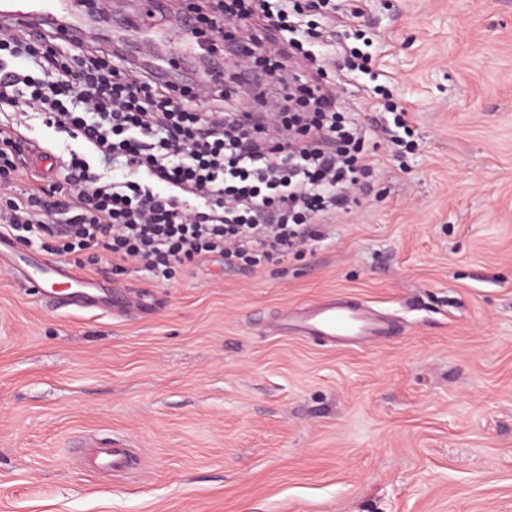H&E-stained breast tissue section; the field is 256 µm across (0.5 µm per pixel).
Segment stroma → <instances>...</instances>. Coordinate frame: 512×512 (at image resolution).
I'll return each instance as SVG.
<instances>
[{
    "label": "stroma",
    "instance_id": "stroma-1",
    "mask_svg": "<svg viewBox=\"0 0 512 512\" xmlns=\"http://www.w3.org/2000/svg\"><path fill=\"white\" fill-rule=\"evenodd\" d=\"M369 73H329L371 191L277 265L161 282L83 268L125 315L0 267V512H512V0H360ZM403 105L410 147L382 132ZM394 325L281 335L335 295ZM126 440L133 468L81 462Z\"/></svg>",
    "mask_w": 512,
    "mask_h": 512
}]
</instances>
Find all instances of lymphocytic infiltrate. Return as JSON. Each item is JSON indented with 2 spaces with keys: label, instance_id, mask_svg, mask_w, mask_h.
<instances>
[{
  "label": "lymphocytic infiltrate",
  "instance_id": "obj_1",
  "mask_svg": "<svg viewBox=\"0 0 512 512\" xmlns=\"http://www.w3.org/2000/svg\"><path fill=\"white\" fill-rule=\"evenodd\" d=\"M324 0H190L188 10L211 45L224 26L262 13L281 34L262 46L240 43L233 79L255 67L284 80L300 52L325 71L329 15L307 26L304 10ZM53 31L0 27V104L36 115L64 137L57 180L7 199L0 223L15 241L52 240L51 253H101L136 264L159 280L177 268L220 258L225 266L281 262L321 239L323 218L347 213L366 187L358 154L365 139L356 113L335 91L295 85L271 100L276 136L252 111L230 103L224 70L204 71L179 87L98 44L56 46ZM121 161L122 178L98 172L95 160ZM65 218L55 233L51 216Z\"/></svg>",
  "mask_w": 512,
  "mask_h": 512
}]
</instances>
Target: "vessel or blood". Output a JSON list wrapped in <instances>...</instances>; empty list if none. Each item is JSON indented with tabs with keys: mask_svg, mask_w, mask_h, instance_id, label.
Instances as JSON below:
<instances>
[{
	"mask_svg": "<svg viewBox=\"0 0 512 512\" xmlns=\"http://www.w3.org/2000/svg\"><path fill=\"white\" fill-rule=\"evenodd\" d=\"M89 0H0V20L12 19L33 27H62L65 41L76 42L80 34L69 18L88 13ZM0 263L9 266L25 286L54 296L58 305L84 310L100 308L97 285L61 263L29 255L19 250L9 236H0ZM280 332L291 330L317 336L336 345H354L365 336H385L389 330L373 311L345 297H332L309 304L284 316ZM130 450L125 442L112 441L95 448L88 456L90 465L112 472L126 470Z\"/></svg>",
	"mask_w": 512,
	"mask_h": 512,
	"instance_id": "b4317fda",
	"label": "vessel or blood"
}]
</instances>
